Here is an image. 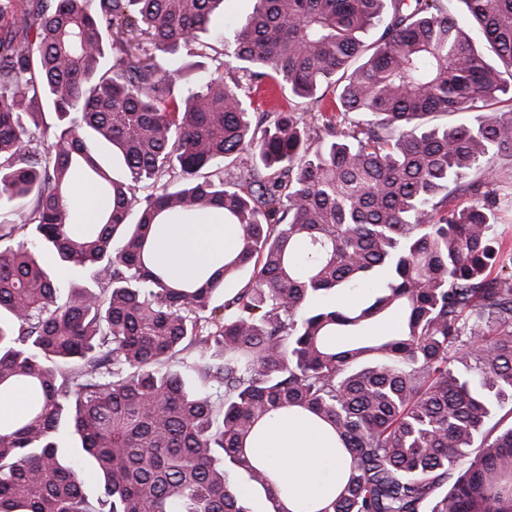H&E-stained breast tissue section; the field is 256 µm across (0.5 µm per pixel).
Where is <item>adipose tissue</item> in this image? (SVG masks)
<instances>
[{
	"label": "adipose tissue",
	"instance_id": "adipose-tissue-1",
	"mask_svg": "<svg viewBox=\"0 0 512 512\" xmlns=\"http://www.w3.org/2000/svg\"><path fill=\"white\" fill-rule=\"evenodd\" d=\"M237 237V227L220 218L195 224L174 222L164 225L155 238L154 256L175 276L183 277L198 264L233 249ZM255 452L283 464L293 505L328 496L341 480L335 448L319 427L305 421H272Z\"/></svg>",
	"mask_w": 512,
	"mask_h": 512
}]
</instances>
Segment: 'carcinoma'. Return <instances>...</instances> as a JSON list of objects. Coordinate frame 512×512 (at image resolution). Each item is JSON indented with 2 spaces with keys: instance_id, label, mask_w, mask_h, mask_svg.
Listing matches in <instances>:
<instances>
[{
  "instance_id": "cac0c4a2",
  "label": "carcinoma",
  "mask_w": 512,
  "mask_h": 512,
  "mask_svg": "<svg viewBox=\"0 0 512 512\" xmlns=\"http://www.w3.org/2000/svg\"><path fill=\"white\" fill-rule=\"evenodd\" d=\"M459 2L464 24L444 0H254L222 38L236 76L180 98L157 57L224 0L0 5V398L28 396L0 415V512H252L235 477L292 512L253 448L294 416L343 468L297 512H512V426L473 450L512 399V271L490 276L512 116L484 111L512 91V0ZM262 85L312 110L261 114ZM79 178L104 201L82 229ZM212 212L236 247L174 278L156 229ZM41 247L91 286L61 299Z\"/></svg>"
}]
</instances>
